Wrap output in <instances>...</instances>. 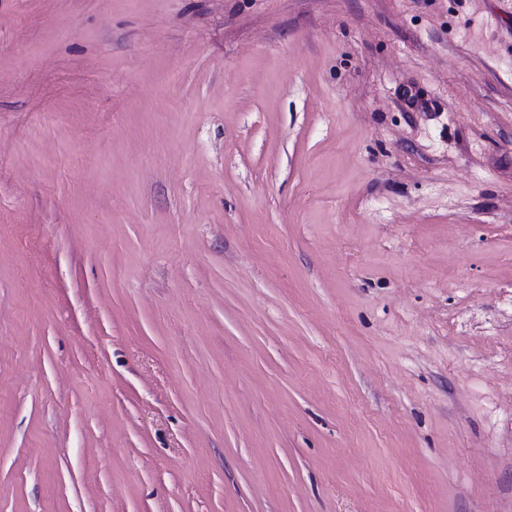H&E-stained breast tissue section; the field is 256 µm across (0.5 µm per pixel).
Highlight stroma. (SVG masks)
I'll use <instances>...</instances> for the list:
<instances>
[{
	"label": "stroma",
	"instance_id": "obj_1",
	"mask_svg": "<svg viewBox=\"0 0 512 512\" xmlns=\"http://www.w3.org/2000/svg\"><path fill=\"white\" fill-rule=\"evenodd\" d=\"M0 512H512V0H0Z\"/></svg>",
	"mask_w": 512,
	"mask_h": 512
}]
</instances>
